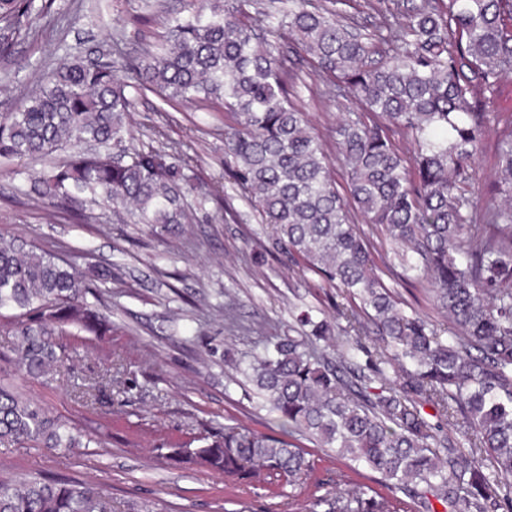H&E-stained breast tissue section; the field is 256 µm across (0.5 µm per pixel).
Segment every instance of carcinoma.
<instances>
[{"instance_id":"obj_1","label":"carcinoma","mask_w":512,"mask_h":512,"mask_svg":"<svg viewBox=\"0 0 512 512\" xmlns=\"http://www.w3.org/2000/svg\"><path fill=\"white\" fill-rule=\"evenodd\" d=\"M0 0V58L48 10ZM66 60L39 92L0 113V158L66 157L29 196L71 221L108 207L124 224L179 236L191 220L190 158L178 144L144 150L128 116L151 91L162 102H219L224 174L273 226L290 266L337 288L350 304L333 320L304 313L303 336H275L249 361L224 350V366L251 382L276 412L283 437L224 425L165 458L202 465L237 484L265 476L278 493L302 487L314 463L300 444L337 448L379 474L378 484L417 495L422 512H512V113L482 111L481 95L512 74V0H193L166 19L165 47L131 59ZM318 99L354 100L332 132L331 161L309 115L292 102L302 67ZM132 69V84L117 72ZM495 125L494 201L475 209L469 169ZM404 135L411 153L393 141ZM345 179L336 183L335 167ZM400 268L445 313L448 339L386 286L380 264ZM120 279L80 274L64 255L0 234V327L17 342L11 362L48 379L70 326L107 325L87 295ZM373 326L377 345L362 342ZM438 417L422 415L424 406ZM467 443V451L448 433ZM101 441L0 380V446L84 455ZM325 512H403L372 486L343 480L317 499ZM0 512H116L112 497L75 477L0 479Z\"/></svg>"}]
</instances>
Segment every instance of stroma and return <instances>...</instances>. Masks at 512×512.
<instances>
[{
    "label": "stroma",
    "mask_w": 512,
    "mask_h": 512,
    "mask_svg": "<svg viewBox=\"0 0 512 512\" xmlns=\"http://www.w3.org/2000/svg\"><path fill=\"white\" fill-rule=\"evenodd\" d=\"M152 2L148 9L141 0H54L37 33L16 44L12 60H0V113L33 93L43 71L61 61L97 57L111 51L116 38L130 53L160 40L168 14L183 10L187 0ZM300 95L328 153H335L331 126L351 101L319 103L305 89ZM130 129L147 148L183 144L203 190L219 192L232 211L225 215L219 205L208 204L177 238L120 223L99 209L72 224L26 195L44 162L0 159V234L67 251L84 272L112 264L121 269L120 281L107 284L100 309L111 331L98 338L63 337L66 352L55 379L18 382L52 414L101 436L102 446L80 457L0 447V475L76 476L114 501L155 498L172 512H309L317 483L349 472L334 452L316 453L305 488L275 496L261 478L232 487L222 474L169 465L160 451L236 422L278 431L275 416L257 410L255 388L228 380L224 351L250 354L261 334L301 335L294 308L332 315L336 291L314 287L260 249L269 230L224 174L220 104L165 106L147 92L137 99ZM115 363L125 369L124 391H103L96 404H86L76 381L97 380Z\"/></svg>",
    "instance_id": "35a3bbf8"
}]
</instances>
